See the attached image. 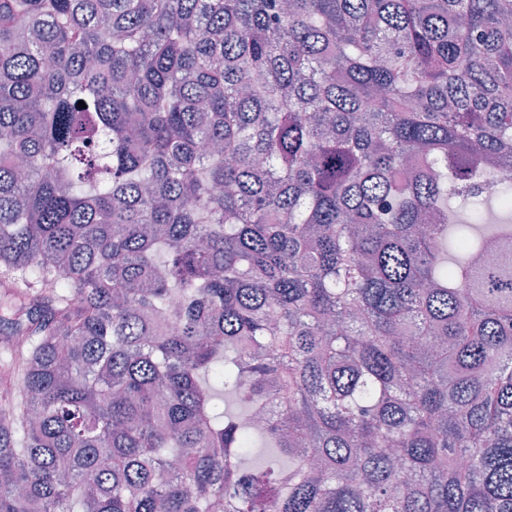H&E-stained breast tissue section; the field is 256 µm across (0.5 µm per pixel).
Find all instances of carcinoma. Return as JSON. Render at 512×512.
<instances>
[{
	"label": "carcinoma",
	"instance_id": "obj_1",
	"mask_svg": "<svg viewBox=\"0 0 512 512\" xmlns=\"http://www.w3.org/2000/svg\"><path fill=\"white\" fill-rule=\"evenodd\" d=\"M0 326V512H512V0H0Z\"/></svg>",
	"mask_w": 512,
	"mask_h": 512
}]
</instances>
